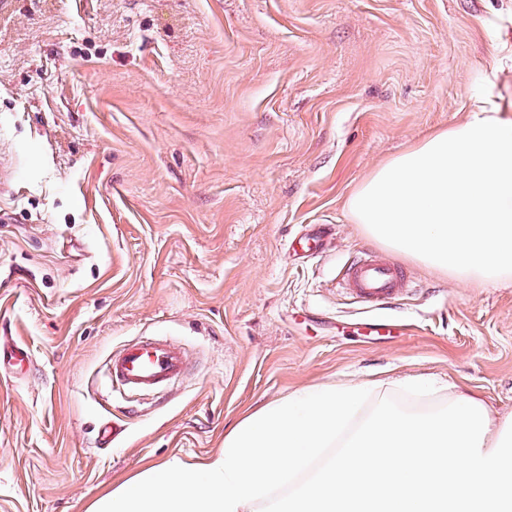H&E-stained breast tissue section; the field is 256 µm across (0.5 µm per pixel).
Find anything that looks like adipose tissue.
Listing matches in <instances>:
<instances>
[{"mask_svg":"<svg viewBox=\"0 0 512 512\" xmlns=\"http://www.w3.org/2000/svg\"><path fill=\"white\" fill-rule=\"evenodd\" d=\"M381 246L462 282L512 276V121L489 98L380 165L346 203Z\"/></svg>","mask_w":512,"mask_h":512,"instance_id":"adipose-tissue-1","label":"adipose tissue"}]
</instances>
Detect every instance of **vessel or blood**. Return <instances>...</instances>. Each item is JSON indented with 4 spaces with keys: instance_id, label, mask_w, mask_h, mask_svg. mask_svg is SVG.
I'll return each instance as SVG.
<instances>
[{
    "instance_id": "obj_1",
    "label": "vessel or blood",
    "mask_w": 512,
    "mask_h": 512,
    "mask_svg": "<svg viewBox=\"0 0 512 512\" xmlns=\"http://www.w3.org/2000/svg\"><path fill=\"white\" fill-rule=\"evenodd\" d=\"M343 287L356 303L378 309L404 297L408 283L400 269L371 250L351 262ZM186 369L183 352L166 341L129 343L115 351L108 362L113 387L130 395L159 390Z\"/></svg>"
}]
</instances>
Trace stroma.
<instances>
[{"instance_id":"stroma-1","label":"stroma","mask_w":512,"mask_h":512,"mask_svg":"<svg viewBox=\"0 0 512 512\" xmlns=\"http://www.w3.org/2000/svg\"><path fill=\"white\" fill-rule=\"evenodd\" d=\"M486 97L512 118V0H0V345L33 360L0 370V512H88L304 388L425 375L512 416V278L386 249L395 307L340 285L351 192ZM148 339L186 371L112 388ZM185 369L183 352L160 340L123 345L112 354L107 367L112 387L130 395L159 390Z\"/></svg>"}]
</instances>
